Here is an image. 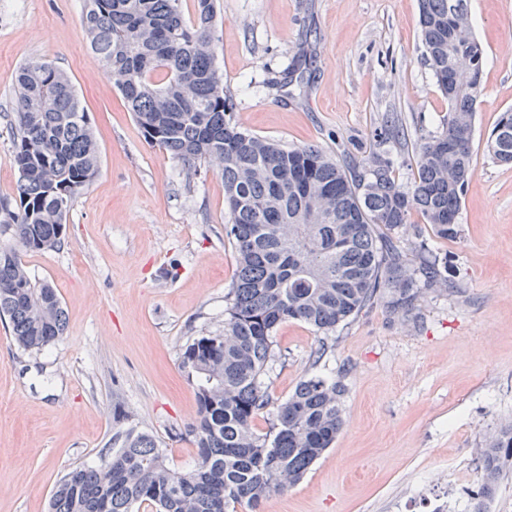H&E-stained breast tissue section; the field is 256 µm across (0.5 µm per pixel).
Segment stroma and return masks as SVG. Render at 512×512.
Returning a JSON list of instances; mask_svg holds the SVG:
<instances>
[{
	"label": "stroma",
	"mask_w": 512,
	"mask_h": 512,
	"mask_svg": "<svg viewBox=\"0 0 512 512\" xmlns=\"http://www.w3.org/2000/svg\"><path fill=\"white\" fill-rule=\"evenodd\" d=\"M217 5L216 64L242 129L288 149L318 146L354 170L389 157L410 180L417 138L448 110L422 58L418 0ZM82 7L0 0V197L17 195L14 84L28 61H52L72 80L100 154L62 247L22 256L56 289L65 336L25 351L0 321V512H47L60 479L97 462L130 425L156 437L170 466L192 462L196 389L181 356L194 338L223 332L236 265L222 178L144 140L89 48ZM468 10L487 65L460 234L437 238L417 214L390 233L404 247L426 241L454 286L406 316L375 302L337 329L317 366L347 386L344 429L261 512H473L477 450L512 421V165L484 149L512 108V0H469ZM301 55L312 67L279 86ZM317 346L310 326L278 328L265 376L275 399L293 392Z\"/></svg>",
	"instance_id": "stroma-1"
}]
</instances>
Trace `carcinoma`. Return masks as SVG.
Returning <instances> with one entry per match:
<instances>
[{"label": "carcinoma", "instance_id": "obj_1", "mask_svg": "<svg viewBox=\"0 0 512 512\" xmlns=\"http://www.w3.org/2000/svg\"><path fill=\"white\" fill-rule=\"evenodd\" d=\"M422 55L448 100L438 132L416 143L410 182L376 158L350 172L313 145L285 149L241 129L215 67L216 0H84L81 25L93 54L119 77L146 142L190 168L224 179L226 236L236 268L225 295L224 333L189 343L181 367L196 380L197 414L187 429L196 448L186 470L131 426L112 437V461L72 468L48 512H236L297 485L336 443L346 386L308 372L284 401L264 375L275 332L299 321L328 337L380 299L408 314L427 290L450 287L448 266L425 243L418 263L382 230L422 216L434 236L459 235L458 215L473 175L474 119L483 94L485 50L471 30L467 0H419ZM13 163L19 206L0 198V224L16 245L0 246V319L17 346L42 351L66 332L54 288L32 277L19 251L58 249L73 200L93 181L99 151L71 79L46 60L15 76ZM491 158L512 163V109L500 113L485 143ZM272 410L268 432L254 419ZM481 502L512 469V422L479 452Z\"/></svg>", "mask_w": 512, "mask_h": 512}]
</instances>
